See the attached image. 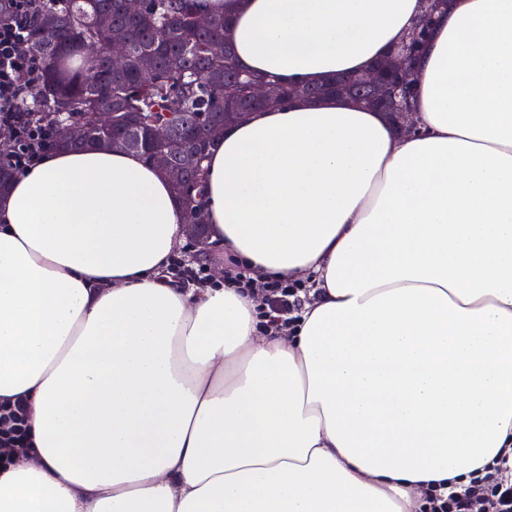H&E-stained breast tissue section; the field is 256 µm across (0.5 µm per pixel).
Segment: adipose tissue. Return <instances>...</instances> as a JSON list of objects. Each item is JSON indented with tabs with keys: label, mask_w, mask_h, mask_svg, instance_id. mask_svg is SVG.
I'll use <instances>...</instances> for the list:
<instances>
[{
	"label": "adipose tissue",
	"mask_w": 512,
	"mask_h": 512,
	"mask_svg": "<svg viewBox=\"0 0 512 512\" xmlns=\"http://www.w3.org/2000/svg\"><path fill=\"white\" fill-rule=\"evenodd\" d=\"M254 75L359 74L421 0H197ZM411 130L353 99L228 126L209 242L308 288L278 334L229 280L168 277L186 203L119 148L56 149L0 196V512H422L512 453V0H448ZM8 424V430L0 433V454L8 453L25 444V417L21 405L0 407V424ZM2 447V448H1Z\"/></svg>",
	"instance_id": "1"
}]
</instances>
